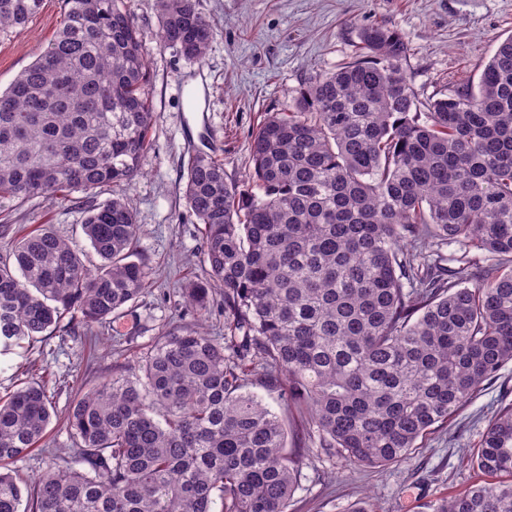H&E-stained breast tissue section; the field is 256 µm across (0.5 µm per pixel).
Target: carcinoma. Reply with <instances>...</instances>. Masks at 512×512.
<instances>
[{"mask_svg":"<svg viewBox=\"0 0 512 512\" xmlns=\"http://www.w3.org/2000/svg\"><path fill=\"white\" fill-rule=\"evenodd\" d=\"M64 2L60 28L0 92V207L143 174L155 109L134 18L122 0ZM41 4L0 0V32ZM157 4L159 44L203 63L212 29L196 0ZM358 38L352 60L267 115L248 181L206 153L188 164L206 267L184 298L205 315L222 288L224 335L168 330L99 376L68 408L72 452L34 478L3 464L45 441L52 393L21 382L0 396V512H291L288 428L248 385L288 390L305 416L295 443L376 468L407 460L512 362V35L478 83L425 100L397 30ZM82 213L92 265L48 224H0V356L63 322L126 316L145 292L124 195ZM470 465L485 479L423 512H512L511 405Z\"/></svg>","mask_w":512,"mask_h":512,"instance_id":"1","label":"carcinoma"}]
</instances>
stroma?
I'll return each instance as SVG.
<instances>
[{
	"label": "stroma",
	"mask_w": 512,
	"mask_h": 512,
	"mask_svg": "<svg viewBox=\"0 0 512 512\" xmlns=\"http://www.w3.org/2000/svg\"><path fill=\"white\" fill-rule=\"evenodd\" d=\"M137 22L150 67L156 109L152 146L144 175L127 191L139 224L137 256L144 260L148 288L135 314L85 332L58 331L33 347L0 361V396L17 379H56L57 410L48 427L51 452L33 450L17 462L32 476L56 463L70 447L65 415L78 394L101 374L146 351L155 336L204 321L214 336L224 333V315L190 313L182 294L204 266L202 226L183 197L187 164L220 142L227 180L244 182L249 142L266 114L285 112L312 73L329 71L356 52V29L385 24L408 46L403 68L420 98L440 96L462 78L478 79L498 42L512 35V0H196L213 36L204 63L185 59L177 48L158 44L156 0H126ZM62 0H43L25 27L0 34V90L60 27ZM81 212L70 202L54 206L36 199L0 208V224L24 230L51 225L83 250ZM512 403V363L460 410L419 439L409 459L380 468H354L327 458L319 448L299 452L301 482L293 512H346L371 498L376 512H421L426 502L458 494L476 479L469 454L494 411Z\"/></svg>",
	"instance_id": "obj_1"
}]
</instances>
